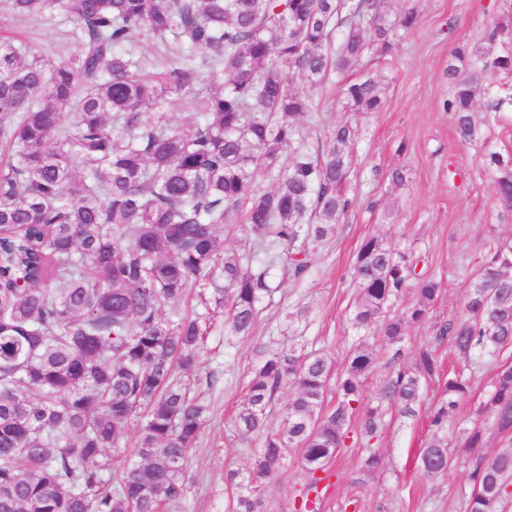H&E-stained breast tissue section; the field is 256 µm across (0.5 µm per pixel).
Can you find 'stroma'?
Instances as JSON below:
<instances>
[{
    "mask_svg": "<svg viewBox=\"0 0 512 512\" xmlns=\"http://www.w3.org/2000/svg\"><path fill=\"white\" fill-rule=\"evenodd\" d=\"M411 4L420 16L417 28L398 32L392 49L372 50L350 73L376 81L383 108L359 113L346 109L333 91L313 92L314 117L303 133L310 148L324 142L341 123L356 129L353 167L345 187L355 202L333 235L310 257L299 278L277 265L268 278L275 290L263 296L251 334L230 335L214 325L203 344L201 374L214 375L207 394L211 410L192 454L190 483L177 512H227L240 492L226 480L229 471L246 472L260 450V440L241 441L228 423L239 409L261 353L295 345L333 357L344 366L349 350L366 343L376 363L363 393L365 404L380 406L381 425L370 447H363V417L355 415L349 440L330 462L331 478L319 487L318 512H469L473 485L469 472L474 450L463 431L477 424L486 433L488 453L512 450L498 436L480 403L498 366L512 365V349L478 351L461 359L439 328L461 313L462 300L491 249L512 248V212L496 195L485 170L489 154L512 157V74L495 76L504 100L498 120L476 110V135L464 143L442 108L451 93L446 70L455 47L485 46V30L504 24L512 35V0H387L389 14ZM59 14L24 23L0 6V31L17 32L43 57L68 58L74 47L62 36ZM402 169L404 184L390 173ZM377 236L392 249L412 255L417 272L440 283V293L425 322L409 327L399 345L386 342L380 326L355 329L351 323L357 289L352 268L360 243ZM435 350L443 370L462 374L470 393L449 421L447 472L428 475L421 455L435 432L431 415L441 400V377L423 380L413 414L382 399L380 392L396 365H413L423 347ZM376 454L380 465L367 472L364 461ZM305 484L298 450H291L278 477L264 492V512H295Z\"/></svg>",
    "mask_w": 512,
    "mask_h": 512,
    "instance_id": "1",
    "label": "stroma"
}]
</instances>
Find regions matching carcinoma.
I'll return each mask as SVG.
<instances>
[{"instance_id":"cac0c4a2","label":"carcinoma","mask_w":512,"mask_h":512,"mask_svg":"<svg viewBox=\"0 0 512 512\" xmlns=\"http://www.w3.org/2000/svg\"><path fill=\"white\" fill-rule=\"evenodd\" d=\"M16 19L55 10L75 50L52 61L0 36V512H163L188 489V464L206 423L195 389L213 320L249 334L270 290L267 268L282 261L304 273L318 243L352 206L344 185L354 129L336 126L316 151L299 120L311 117L306 88L339 87L354 112L382 98L366 78L336 85L372 43L392 48L394 28L411 29L410 6L386 20L384 0H8ZM147 34L151 57L124 46ZM468 70L466 77L460 72ZM512 72V48L481 53L466 44L448 59L452 92L443 103L460 140L473 139V113L498 111L486 77ZM295 81L299 89L288 90ZM208 91L188 132L170 112ZM289 163L281 167V158ZM496 193L512 211V159L490 155ZM271 177L266 190L258 176ZM243 225L262 266L224 251L222 226ZM405 253L376 236L353 266V322L384 321L390 344L423 322L439 284L415 272ZM416 299L389 310L409 281ZM199 287L205 313L176 306ZM463 316L439 329L463 356L512 347V275L499 254L466 293ZM375 358L356 345L337 377L340 399L323 410L335 360L296 348L258 364L232 425L263 430L279 389L295 386L282 428L264 436L251 472L227 480L245 489L231 512H263L262 491L288 452H300L309 482L299 512H317L309 493L346 445ZM435 351L397 369L383 396L405 411L421 382L439 374ZM457 373L442 385L432 425L444 426L469 395ZM481 410L512 439V374L496 372ZM361 445L376 437L378 410L364 413ZM136 423L139 462L112 470L110 450ZM428 474L448 470V440L434 437L421 457ZM482 494L470 512H499L512 484V451L481 456L469 473Z\"/></svg>"}]
</instances>
